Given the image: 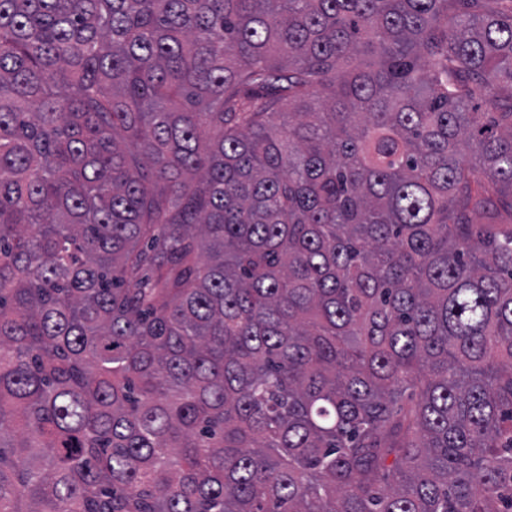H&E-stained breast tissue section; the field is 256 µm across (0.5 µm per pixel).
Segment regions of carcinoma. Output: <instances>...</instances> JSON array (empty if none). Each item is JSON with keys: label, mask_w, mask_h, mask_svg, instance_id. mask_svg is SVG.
Instances as JSON below:
<instances>
[{"label": "carcinoma", "mask_w": 512, "mask_h": 512, "mask_svg": "<svg viewBox=\"0 0 512 512\" xmlns=\"http://www.w3.org/2000/svg\"><path fill=\"white\" fill-rule=\"evenodd\" d=\"M509 100L512 0H0V512H512Z\"/></svg>", "instance_id": "cac0c4a2"}]
</instances>
